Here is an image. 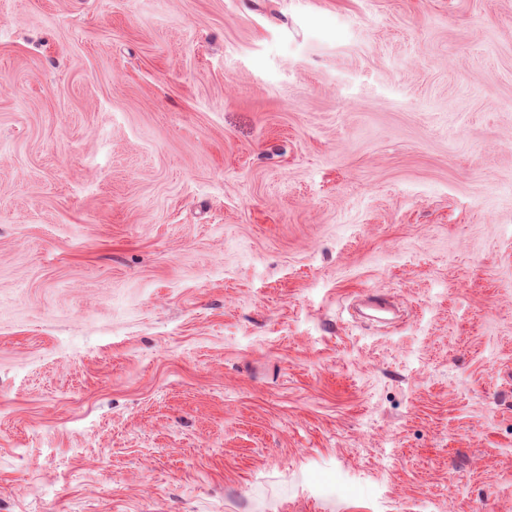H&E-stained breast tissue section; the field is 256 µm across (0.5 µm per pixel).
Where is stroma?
Here are the masks:
<instances>
[{"label": "stroma", "instance_id": "35a3bbf8", "mask_svg": "<svg viewBox=\"0 0 512 512\" xmlns=\"http://www.w3.org/2000/svg\"><path fill=\"white\" fill-rule=\"evenodd\" d=\"M0 512H512V0H0Z\"/></svg>", "mask_w": 512, "mask_h": 512}]
</instances>
